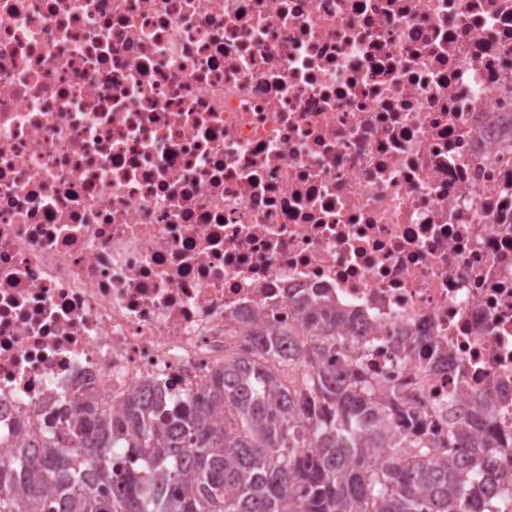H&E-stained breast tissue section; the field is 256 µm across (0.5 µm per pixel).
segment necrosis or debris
Returning a JSON list of instances; mask_svg holds the SVG:
<instances>
[{"label": "necrosis or debris", "instance_id": "4bbe7bcc", "mask_svg": "<svg viewBox=\"0 0 512 512\" xmlns=\"http://www.w3.org/2000/svg\"><path fill=\"white\" fill-rule=\"evenodd\" d=\"M307 288L430 443L462 394L512 435V0H0L1 457L276 370Z\"/></svg>", "mask_w": 512, "mask_h": 512}]
</instances>
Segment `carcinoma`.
Here are the masks:
<instances>
[{
  "mask_svg": "<svg viewBox=\"0 0 512 512\" xmlns=\"http://www.w3.org/2000/svg\"><path fill=\"white\" fill-rule=\"evenodd\" d=\"M302 387L288 389L239 358L173 396L149 388L116 413L88 397L64 425L34 431L45 452L0 458V512H503L512 469L496 470L497 439L473 407L448 411V450L426 441L423 420L402 409L406 388L333 364L360 343L332 301L298 302ZM288 352L290 331L270 325ZM301 408L303 418L293 413ZM127 442L134 455L101 461ZM314 443L316 458L301 449Z\"/></svg>",
  "mask_w": 512,
  "mask_h": 512,
  "instance_id": "carcinoma-1",
  "label": "carcinoma"
}]
</instances>
